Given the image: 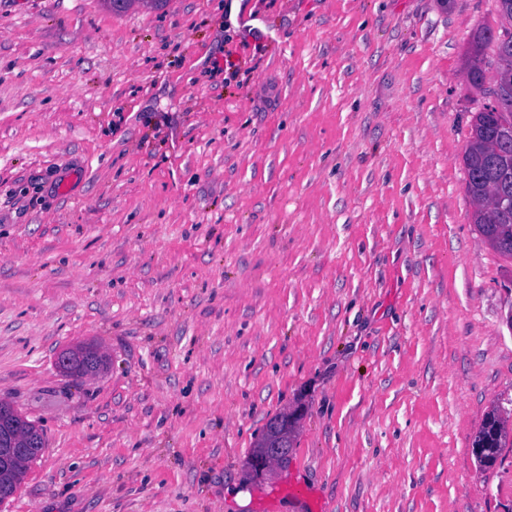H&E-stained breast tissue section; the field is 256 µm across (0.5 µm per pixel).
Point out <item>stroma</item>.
<instances>
[{"label": "stroma", "mask_w": 512, "mask_h": 512, "mask_svg": "<svg viewBox=\"0 0 512 512\" xmlns=\"http://www.w3.org/2000/svg\"><path fill=\"white\" fill-rule=\"evenodd\" d=\"M484 24L496 0H0V400L47 440L0 512H291L292 482L312 512H512V453L472 454L512 403V259L463 164ZM82 342L110 366L74 381ZM75 355H83L86 357L87 366L85 376L92 377L97 374L96 369H94L96 360L105 354L98 347L87 351L80 350L75 346H68L61 349L57 354L55 361L56 368L61 372H67ZM502 422L497 409L489 412L482 421L472 440V454L481 467H493L499 458H502L504 448H511L512 442L506 441ZM288 425H290L288 416L276 417L267 423L257 448H262L264 454L270 452L271 448H287L283 457L269 459L278 460L282 463L287 462L288 451L291 448L288 438Z\"/></svg>", "instance_id": "35a3bbf8"}]
</instances>
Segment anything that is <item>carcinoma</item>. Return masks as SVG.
<instances>
[{
  "label": "carcinoma",
  "instance_id": "carcinoma-1",
  "mask_svg": "<svg viewBox=\"0 0 512 512\" xmlns=\"http://www.w3.org/2000/svg\"><path fill=\"white\" fill-rule=\"evenodd\" d=\"M501 17L508 25L494 32L488 26L478 28L468 60L469 84L482 89L486 82L483 49L493 44L499 62L497 74L512 72V50H506L505 41L512 42V0H498ZM500 96L508 104L495 108L489 102L472 119L471 137L463 162L466 172V191L475 204L473 224L489 244L501 254L512 257V209L499 210L493 206V194L502 191L512 195V151L502 149V142L512 141V81L496 79ZM289 419L286 416L270 420L262 434L261 448H291L288 438ZM40 447L28 459L14 458L0 450V504L13 497L27 475L29 465L37 460L46 447L44 433H35ZM472 455L485 468L493 467L512 442L506 441L501 418L497 411L489 412L472 440Z\"/></svg>",
  "mask_w": 512,
  "mask_h": 512
}]
</instances>
